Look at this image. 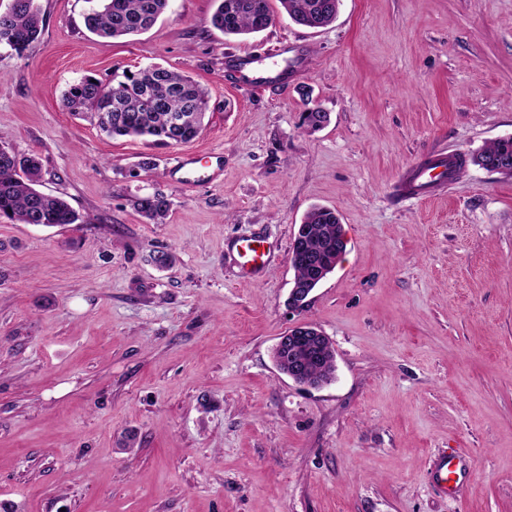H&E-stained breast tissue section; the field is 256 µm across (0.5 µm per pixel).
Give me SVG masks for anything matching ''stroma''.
Here are the masks:
<instances>
[{"mask_svg":"<svg viewBox=\"0 0 512 512\" xmlns=\"http://www.w3.org/2000/svg\"><path fill=\"white\" fill-rule=\"evenodd\" d=\"M38 5L39 40L0 44V146L40 157V191L87 221L0 219V512H512V176L469 163L429 200L397 187L434 149L512 136V0H341L328 27L280 13L244 37L211 25L215 0H171L117 40L86 30L89 0ZM284 44L287 83L237 81L235 59ZM155 64L209 93L191 142L113 138L61 104ZM206 151L218 180L170 174ZM156 193L161 224L136 207ZM315 205L347 247L294 312L291 239ZM255 235L274 255L249 279L232 245ZM301 321L333 344L329 384L273 360ZM448 448L453 496L431 481Z\"/></svg>","mask_w":512,"mask_h":512,"instance_id":"stroma-1","label":"stroma"}]
</instances>
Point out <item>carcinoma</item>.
Wrapping results in <instances>:
<instances>
[{"mask_svg": "<svg viewBox=\"0 0 512 512\" xmlns=\"http://www.w3.org/2000/svg\"><path fill=\"white\" fill-rule=\"evenodd\" d=\"M100 6L84 17L86 29L104 38H126L151 29L165 13L169 0H99ZM211 24L225 36H243L266 30L275 21L270 0H216ZM295 24L323 28L336 20L341 0H279ZM43 18L35 0H12L0 12V44L23 53L38 39ZM114 91L93 77H85L64 94L62 106L88 114L111 136L139 137L160 145H177L195 139L202 130L208 109V92L190 77L153 65L112 84ZM473 164L490 172L512 166V136L497 139L471 157ZM42 165L38 157L0 159V217L21 224H76L79 215L68 202L36 189ZM170 203L156 193L139 199L137 208L147 219L161 223ZM300 239L291 263L293 285L316 288L336 267L344 233L336 213L314 207L298 225ZM274 360L281 371L302 368L301 380L321 386L334 377L332 343L306 336L297 346L278 350Z\"/></svg>", "mask_w": 512, "mask_h": 512, "instance_id": "carcinoma-1", "label": "carcinoma"}]
</instances>
